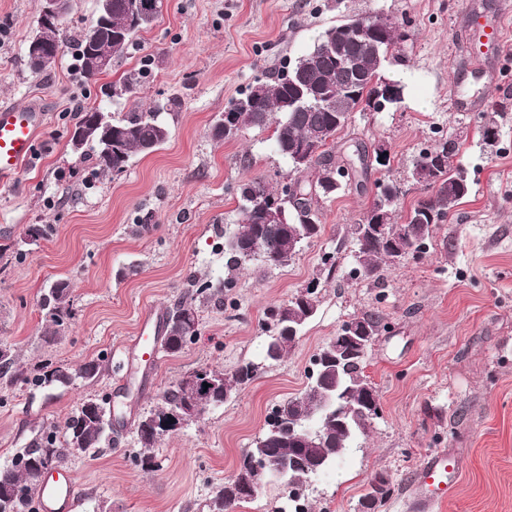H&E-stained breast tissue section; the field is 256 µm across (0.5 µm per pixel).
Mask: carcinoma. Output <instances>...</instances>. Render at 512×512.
<instances>
[{
    "label": "carcinoma",
    "instance_id": "obj_1",
    "mask_svg": "<svg viewBox=\"0 0 512 512\" xmlns=\"http://www.w3.org/2000/svg\"><path fill=\"white\" fill-rule=\"evenodd\" d=\"M135 0H111L108 24L88 28L76 40L75 56L84 77L91 79L101 73L98 60L107 56L113 60L136 43L139 34L150 28L133 10ZM60 19L40 31L42 40L62 47L66 28ZM375 27L382 37L377 43L366 41L369 28ZM97 29L94 42H88L92 29ZM400 23L379 14L364 15L325 30L313 46L286 71L273 72L259 78L248 91L230 99L224 111L234 116L242 129L265 128L275 125L276 150L291 163L286 179L296 185L291 197L274 189L262 179L250 180L239 186L241 223L235 225L227 239L236 247L224 246L227 276L217 282L193 280L188 298L166 313L161 349L167 354L179 352L195 336L188 326L199 325V305L224 294V289L236 286L234 272L248 262L242 251L254 246L257 257L267 266L275 261L291 260L300 244L317 238L323 231L320 224L318 199L335 194L342 183L363 187L369 169L374 164L388 168L391 159L382 162L370 155L361 142L337 156L330 147L337 133L344 129L351 115L362 103H367L377 91L376 83L384 78V63L394 56ZM178 101L168 98L147 109H134L122 116L99 107L78 109L75 130L81 132V160L93 161L96 176L119 175L126 171L136 155L154 152L168 139L170 128L163 115L175 110ZM309 146L302 162L297 161L301 146ZM454 148L439 143L421 150L411 176L425 183L431 193L419 199L403 217L398 214L399 188L390 180L376 182L373 200L361 219L363 224H382L384 232L373 235L351 225L355 242L353 266L349 275L354 279L377 282L384 268L420 258L427 253L439 225L446 223L451 211L471 193L466 172L453 165ZM261 186L265 199L273 200L284 209L288 223L263 224L256 208L253 189ZM42 320L47 332L56 334L74 318L69 285L64 280L52 283L40 301ZM317 311L316 289L307 288L286 305L272 306L265 312V361L270 359L272 341L279 336L276 361H281L295 346V341L283 338L288 328L300 336L302 329ZM366 336L379 335L383 316L378 311L365 312L351 318ZM366 351L341 354L337 362L316 365L315 375L299 397L275 407L263 434L241 458L240 469L253 457L265 456L276 461L295 458L297 465L288 470V483H303L318 470L334 465L355 441L365 435L375 417L371 408L379 402L377 391L364 373ZM107 367L106 357L100 356L69 371L44 361L32 371L18 364L13 347L0 345V385L22 382L32 389L47 388L75 379L93 380ZM260 365L244 362L226 375L219 370L206 371L215 386L190 394L174 383L163 394L160 405L139 416L136 436L143 468L157 466L152 448L161 437L177 431L188 418L187 413L173 417L175 408L195 406L202 415L209 406L227 401L258 376ZM336 409L344 411L341 422L330 418ZM296 417L311 439L300 443L288 427L276 428L279 420ZM112 443V421L107 418L105 399L86 397L62 422H52L41 428L36 437L11 465L0 469V512H35L45 473L39 466L48 462L51 468H63L75 453L103 448ZM24 485L26 494L17 497L15 486ZM245 477L241 472L216 488L207 507L209 512H234L249 501L244 494Z\"/></svg>",
    "mask_w": 512,
    "mask_h": 512
}]
</instances>
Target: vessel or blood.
Returning a JSON list of instances; mask_svg holds the SVG:
<instances>
[{
	"label": "vessel or blood",
	"instance_id": "obj_1",
	"mask_svg": "<svg viewBox=\"0 0 512 512\" xmlns=\"http://www.w3.org/2000/svg\"><path fill=\"white\" fill-rule=\"evenodd\" d=\"M505 36L504 19H497L491 25L476 24L472 30V40L476 45L473 64L484 67L487 49L502 50ZM45 120V112L38 107L0 105V177L14 176L32 157ZM132 344L136 356L140 357L145 366L157 365L156 338L149 324H141ZM459 478V470L446 451L432 454L416 475L415 484L420 490L414 499L416 512H436L438 505L451 494ZM75 489L73 472H50L41 490L38 505L40 512H73Z\"/></svg>",
	"mask_w": 512,
	"mask_h": 512
}]
</instances>
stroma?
<instances>
[{"instance_id":"1","label":"stroma","mask_w":512,"mask_h":512,"mask_svg":"<svg viewBox=\"0 0 512 512\" xmlns=\"http://www.w3.org/2000/svg\"><path fill=\"white\" fill-rule=\"evenodd\" d=\"M40 6L0 0V104H36L48 115L33 158L0 180V343L27 368L49 359L71 369L103 354L111 366L91 383L0 386V468L41 426L62 421L88 395H108L112 445L68 462L76 512H208L212 491L236 473L272 410L304 391L319 350L345 321L375 309L384 326L365 372L381 414L357 448L308 483L312 512H358L377 471L396 485L382 512H409L414 475L439 449L461 472L441 512H512V70L470 63L474 21L512 10V0H163L152 28L92 81L69 45L53 69L34 74L25 66ZM365 14L402 22L385 74L404 95L380 112L360 106L336 140L342 150L386 142L390 169L372 170L365 191L345 187L321 198L318 238L287 266L237 270L222 301L200 306L195 341L143 368L123 352L140 319L163 320L190 278L224 279V234L242 218L237 186L255 178L275 186L290 170L273 127L214 137L225 104L305 53L325 29ZM140 69L131 93L104 95ZM454 92L479 110L451 111ZM174 96L181 106L165 144L135 156L120 175L73 183L80 158L68 132L78 106L117 113ZM489 122L498 131L490 144L481 137ZM444 141L456 147L453 161L467 173L471 196L437 229L426 255L387 269L376 284L347 278L349 228L372 202L375 180L396 183L399 209L408 212L426 193L411 177L415 159ZM32 224L53 232L26 241ZM331 251L339 262L332 276L322 261ZM58 279L70 284L75 317L52 337L40 299ZM312 283L316 316L286 358L265 363V310ZM248 360L263 366L255 381L163 437L152 450L155 469L136 463L138 418L164 390L190 372L229 374Z\"/></svg>"}]
</instances>
